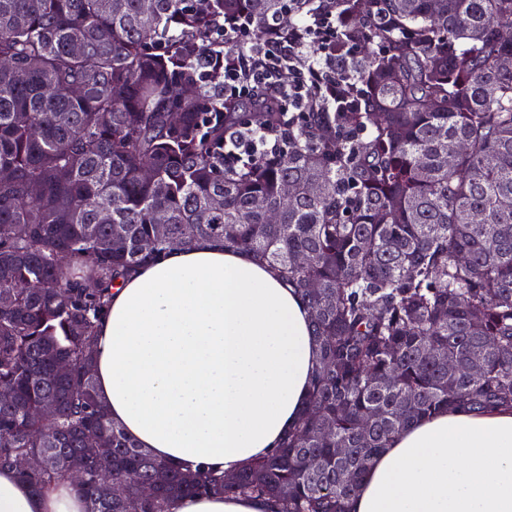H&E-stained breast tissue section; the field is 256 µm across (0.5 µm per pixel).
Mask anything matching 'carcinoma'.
Returning a JSON list of instances; mask_svg holds the SVG:
<instances>
[{
	"instance_id": "obj_1",
	"label": "carcinoma",
	"mask_w": 512,
	"mask_h": 512,
	"mask_svg": "<svg viewBox=\"0 0 512 512\" xmlns=\"http://www.w3.org/2000/svg\"><path fill=\"white\" fill-rule=\"evenodd\" d=\"M333 7L341 106L284 139V113L213 91L236 54L222 24L248 17L259 44L285 0H0V169L12 172L0 182V468L46 454L20 476L38 489L78 472L88 512H170L206 492L346 512L410 421L512 407V0ZM68 85L83 93L57 92ZM253 121L258 147L225 160V134ZM170 238L253 252L311 309L317 368L299 426L232 482L138 447L85 372L112 283ZM158 473L155 497L139 499ZM115 480L124 495L106 494Z\"/></svg>"
}]
</instances>
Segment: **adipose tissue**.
Here are the masks:
<instances>
[{
	"mask_svg": "<svg viewBox=\"0 0 512 512\" xmlns=\"http://www.w3.org/2000/svg\"><path fill=\"white\" fill-rule=\"evenodd\" d=\"M316 349L297 288L251 252L171 246L110 290L94 343L97 396L159 460L233 474L298 426ZM0 512H87V502L76 480L36 490L1 469ZM173 512L268 507L199 494ZM349 512H512V409L415 420L374 456Z\"/></svg>",
	"mask_w": 512,
	"mask_h": 512,
	"instance_id": "ef3b65f1",
	"label": "adipose tissue"
}]
</instances>
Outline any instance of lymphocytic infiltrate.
<instances>
[{
	"instance_id": "f902f5d3",
	"label": "lymphocytic infiltrate",
	"mask_w": 512,
	"mask_h": 512,
	"mask_svg": "<svg viewBox=\"0 0 512 512\" xmlns=\"http://www.w3.org/2000/svg\"><path fill=\"white\" fill-rule=\"evenodd\" d=\"M336 32V15L332 7H325L309 14L294 38L283 41L270 34L260 58L254 60L247 51L249 22L225 28V43L239 49L238 63L224 65L225 96L239 98L260 90L287 102L292 116L316 111V102L309 98L311 91L323 88L333 94L345 81L336 70Z\"/></svg>"
}]
</instances>
